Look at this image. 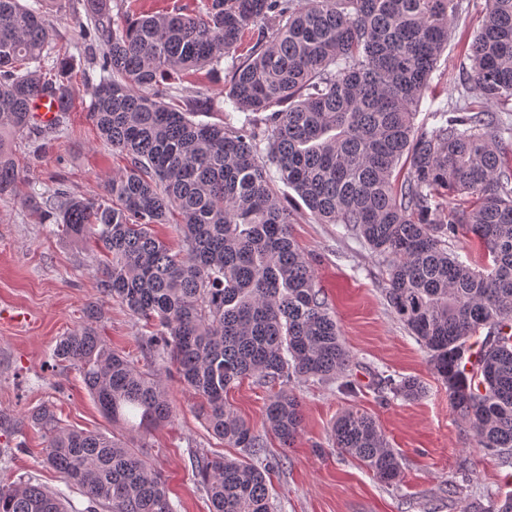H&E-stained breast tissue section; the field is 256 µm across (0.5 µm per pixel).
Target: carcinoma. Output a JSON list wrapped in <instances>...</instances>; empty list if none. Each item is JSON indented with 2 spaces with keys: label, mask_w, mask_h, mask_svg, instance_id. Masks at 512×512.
Listing matches in <instances>:
<instances>
[{
  "label": "carcinoma",
  "mask_w": 512,
  "mask_h": 512,
  "mask_svg": "<svg viewBox=\"0 0 512 512\" xmlns=\"http://www.w3.org/2000/svg\"><path fill=\"white\" fill-rule=\"evenodd\" d=\"M40 2L0 0V202L18 181L6 136L42 134L38 96H57L60 117L76 98ZM461 2L201 0L195 13L175 5L118 23L111 0H86L83 35L104 48L90 113L127 166L100 199L61 185L24 204L103 253L100 292L151 328L140 348L176 365L206 428L241 449L192 456L212 512H272L265 474L282 466L226 405L227 390L248 377L273 388L267 430L286 446L302 424L287 383L334 378L351 361L289 231L273 168L320 223L343 225L384 257L388 304L426 349L453 412L478 447L512 448V155L500 144L506 127L482 109L512 103V0H486L470 68L450 78L464 104L415 127ZM245 43L227 95L241 126L230 114L221 124L189 119L213 100L174 95L163 80L217 67ZM451 194L468 199L450 206ZM156 224L175 225L177 247ZM469 235L485 248L479 269L449 249ZM97 315L88 306L52 359L78 371L104 418L145 436L173 418V403L158 370L110 347ZM383 384L406 399L423 390L412 377ZM23 422L43 434L42 463L83 493L86 512H175L166 480L126 439L67 427L47 405ZM331 437L381 482L398 480V457L371 415L344 411ZM0 512L68 508L62 493L20 478L0 481ZM461 512H512V497Z\"/></svg>",
  "instance_id": "carcinoma-1"
}]
</instances>
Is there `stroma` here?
<instances>
[{"instance_id": "stroma-1", "label": "stroma", "mask_w": 512, "mask_h": 512, "mask_svg": "<svg viewBox=\"0 0 512 512\" xmlns=\"http://www.w3.org/2000/svg\"><path fill=\"white\" fill-rule=\"evenodd\" d=\"M484 4L463 0V11L419 104L417 123L433 126V112L458 101L459 93L447 78L469 68L468 48ZM43 7L54 43L67 47L72 57L77 99L61 130L48 134L45 145L26 135L11 137L18 190L23 195L33 189L44 192L61 181L71 193L97 199L104 196L107 180L125 165L100 138L89 113L92 86L101 76V51L88 49L84 40V0H45ZM234 64L228 56L217 69L190 77L173 75L167 83L176 92L188 88L214 98V107L193 119L219 123ZM290 231L340 326L358 390L348 395L336 380L291 382L302 404L301 430L287 447L276 438L267 440L271 453L283 461L271 476L277 512H460L462 501L486 505L511 495L512 465L485 454L465 431L426 350L389 307L381 257L341 225L318 223L301 204L292 210ZM98 263L94 247L50 234L30 208L18 202L0 204V417L5 420L0 426V479L22 478L57 490L73 512H84L86 498L41 464L44 441L21 420L34 407L50 405L67 425L106 433L113 426L99 414L76 371L54 365L57 340L83 322L85 307L93 303L101 310L98 328L113 348L130 353L139 365L157 363L138 345L141 322L99 293ZM389 375L418 378L424 394L406 400L381 389V378ZM167 389L175 416L153 431L141 454L165 478L176 512H211L191 473L190 457L218 451L233 458L238 451L207 431L198 414L199 398L178 376L168 378ZM268 395V387L247 379L228 392L227 401L261 432ZM350 408L372 415L398 455L401 475L395 484L381 483L334 447L332 424Z\"/></svg>"}]
</instances>
